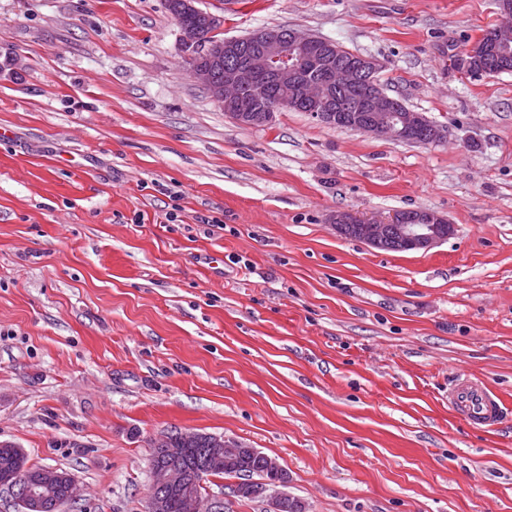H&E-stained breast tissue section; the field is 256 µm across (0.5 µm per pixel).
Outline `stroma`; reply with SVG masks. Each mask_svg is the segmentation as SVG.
I'll list each match as a JSON object with an SVG mask.
<instances>
[{
    "label": "stroma",
    "instance_id": "obj_1",
    "mask_svg": "<svg viewBox=\"0 0 512 512\" xmlns=\"http://www.w3.org/2000/svg\"><path fill=\"white\" fill-rule=\"evenodd\" d=\"M198 6L377 59L446 138L236 124L166 0H0V441L72 475L66 512H144L171 430L277 458L306 512H512V73L452 64L497 0ZM407 209L454 234L392 252L330 221ZM457 375L498 425L459 418ZM448 399L458 414L469 424L495 426L503 415V407L480 382L468 377L456 378L448 388Z\"/></svg>",
    "mask_w": 512,
    "mask_h": 512
}]
</instances>
